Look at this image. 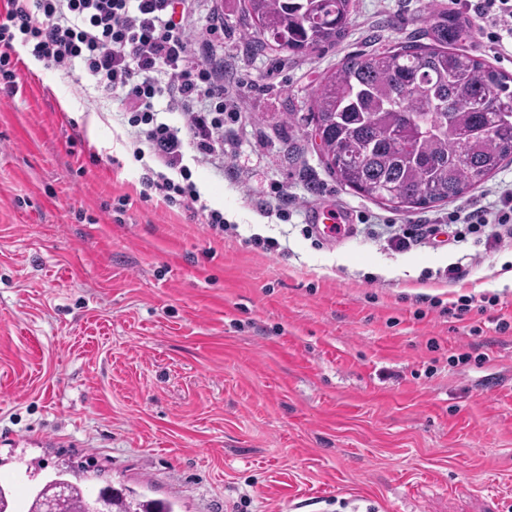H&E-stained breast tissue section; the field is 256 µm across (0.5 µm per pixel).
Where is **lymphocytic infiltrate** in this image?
I'll return each instance as SVG.
<instances>
[{"instance_id": "f902f5d3", "label": "lymphocytic infiltrate", "mask_w": 512, "mask_h": 512, "mask_svg": "<svg viewBox=\"0 0 512 512\" xmlns=\"http://www.w3.org/2000/svg\"><path fill=\"white\" fill-rule=\"evenodd\" d=\"M466 10L497 52L512 38V0H448ZM197 0H7L0 12V87L14 93L17 74L11 69L16 45L46 66L67 73L82 63L98 86L119 93L128 125L133 128L136 158H150L143 184L170 206L182 208L223 232L224 213L203 201L192 179L190 162L224 157V128L240 113L224 75L215 64L216 45L224 22L212 16L203 32L193 24ZM167 97L168 108L184 123L160 121L154 100ZM449 224L459 225L454 243L469 237L489 247L512 245V188L492 206L471 204L451 211ZM436 224L390 225L388 249L408 252L437 245Z\"/></svg>"}]
</instances>
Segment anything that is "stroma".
I'll list each match as a JSON object with an SVG mask.
<instances>
[{
  "instance_id": "1",
  "label": "stroma",
  "mask_w": 512,
  "mask_h": 512,
  "mask_svg": "<svg viewBox=\"0 0 512 512\" xmlns=\"http://www.w3.org/2000/svg\"><path fill=\"white\" fill-rule=\"evenodd\" d=\"M432 9L354 0L343 39L293 54L255 48L243 0L200 6L241 85L223 171L192 168L222 237L146 191L118 96L24 56L0 93V477L31 491L66 459L181 512H512V330L439 310L490 292L512 312V246L387 250L384 225L456 202L341 186L310 116L326 71L423 38ZM278 191L287 217L252 207ZM319 205L357 233L307 234Z\"/></svg>"
}]
</instances>
